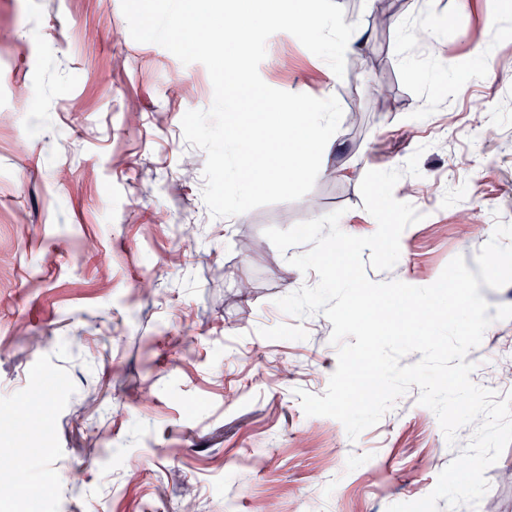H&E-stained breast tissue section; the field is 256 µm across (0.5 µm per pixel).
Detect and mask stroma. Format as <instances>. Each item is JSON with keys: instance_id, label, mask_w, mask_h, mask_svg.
I'll return each instance as SVG.
<instances>
[{"instance_id": "35a3bbf8", "label": "stroma", "mask_w": 512, "mask_h": 512, "mask_svg": "<svg viewBox=\"0 0 512 512\" xmlns=\"http://www.w3.org/2000/svg\"><path fill=\"white\" fill-rule=\"evenodd\" d=\"M336 2L364 31L343 77L286 32L259 66L272 88L342 106L319 206L214 219L206 154L181 127L212 105L206 67L134 41L121 0H0V429L15 431L0 458L19 464L0 468V512H387L470 441L466 426L448 446L415 386L354 440L304 413L299 391L324 394L337 366L332 325L276 306L318 276L288 262L305 246L280 253L264 231L338 210L342 231L373 234L364 174L416 153L394 196L423 218L368 278L427 286L458 255L476 269L512 223V0ZM467 359L474 383L511 393L512 320ZM507 470L512 445L457 512H512ZM43 481L50 498H32Z\"/></svg>"}]
</instances>
